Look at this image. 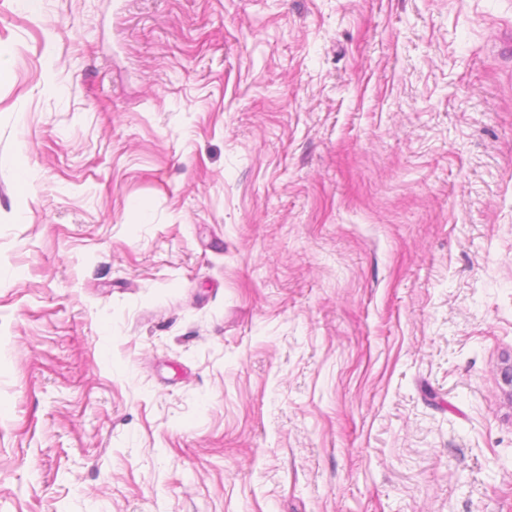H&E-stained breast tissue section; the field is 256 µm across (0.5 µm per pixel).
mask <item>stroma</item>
I'll return each instance as SVG.
<instances>
[{
  "mask_svg": "<svg viewBox=\"0 0 512 512\" xmlns=\"http://www.w3.org/2000/svg\"><path fill=\"white\" fill-rule=\"evenodd\" d=\"M512 0H0V512H512Z\"/></svg>",
  "mask_w": 512,
  "mask_h": 512,
  "instance_id": "obj_1",
  "label": "stroma"
}]
</instances>
